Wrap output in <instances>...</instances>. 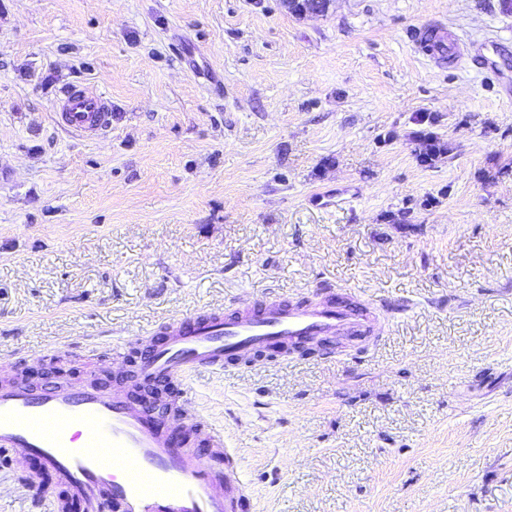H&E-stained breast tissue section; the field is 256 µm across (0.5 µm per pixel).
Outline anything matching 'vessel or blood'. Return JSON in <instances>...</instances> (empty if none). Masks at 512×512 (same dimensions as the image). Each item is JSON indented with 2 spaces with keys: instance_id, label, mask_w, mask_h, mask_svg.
<instances>
[{
  "instance_id": "obj_1",
  "label": "vessel or blood",
  "mask_w": 512,
  "mask_h": 512,
  "mask_svg": "<svg viewBox=\"0 0 512 512\" xmlns=\"http://www.w3.org/2000/svg\"><path fill=\"white\" fill-rule=\"evenodd\" d=\"M447 33L434 25L414 34L438 60ZM56 123L86 136L112 126L109 100L88 86L64 87L53 105ZM376 309L351 296L325 291L316 299L287 301L268 294L245 306L201 311L163 323L161 339L145 338L134 381L161 386L200 371L251 364L283 345L372 333ZM188 400L157 396L134 402L126 385L87 381L38 388L0 384V450L38 458L64 495L94 512H254L238 479L239 455L226 448L223 428L201 425Z\"/></svg>"
}]
</instances>
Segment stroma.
Here are the masks:
<instances>
[{"label":"stroma","instance_id":"obj_1","mask_svg":"<svg viewBox=\"0 0 512 512\" xmlns=\"http://www.w3.org/2000/svg\"><path fill=\"white\" fill-rule=\"evenodd\" d=\"M75 82L105 134L56 124ZM325 288L410 308L169 386L257 512H512V0H0V365L103 381L168 318ZM40 473L0 512H54ZM448 35L442 26L434 25L419 29L414 34V40L416 44H419L421 48L429 55L434 56L441 62H445L448 59V63H458L463 52L460 49H455L451 57L448 58L446 51L445 40ZM53 112L59 126L77 135H99L112 127L109 100L86 85L64 87L54 102Z\"/></svg>","mask_w":512,"mask_h":512}]
</instances>
